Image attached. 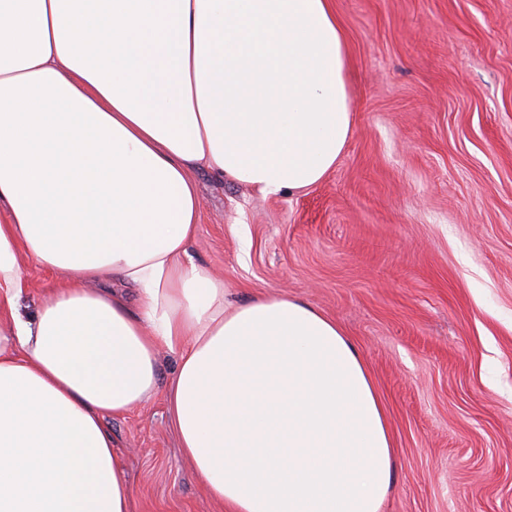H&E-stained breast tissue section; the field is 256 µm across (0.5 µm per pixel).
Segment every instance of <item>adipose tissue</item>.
Returning <instances> with one entry per match:
<instances>
[{"label":"adipose tissue","mask_w":512,"mask_h":512,"mask_svg":"<svg viewBox=\"0 0 512 512\" xmlns=\"http://www.w3.org/2000/svg\"><path fill=\"white\" fill-rule=\"evenodd\" d=\"M349 65L331 0H0V512H133L103 420L154 394L163 350L222 512H380L394 449L355 347L189 254L198 166L266 195L334 169ZM25 258L61 279L32 319Z\"/></svg>","instance_id":"adipose-tissue-1"}]
</instances>
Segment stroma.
Listing matches in <instances>:
<instances>
[{
  "label": "stroma",
  "instance_id": "1",
  "mask_svg": "<svg viewBox=\"0 0 512 512\" xmlns=\"http://www.w3.org/2000/svg\"><path fill=\"white\" fill-rule=\"evenodd\" d=\"M352 126L301 194L199 168L193 260L247 300L334 319L371 377L395 454L381 512H512V0H334ZM34 317L54 272L24 263ZM104 420L133 512H217L181 458L166 386Z\"/></svg>",
  "mask_w": 512,
  "mask_h": 512
}]
</instances>
